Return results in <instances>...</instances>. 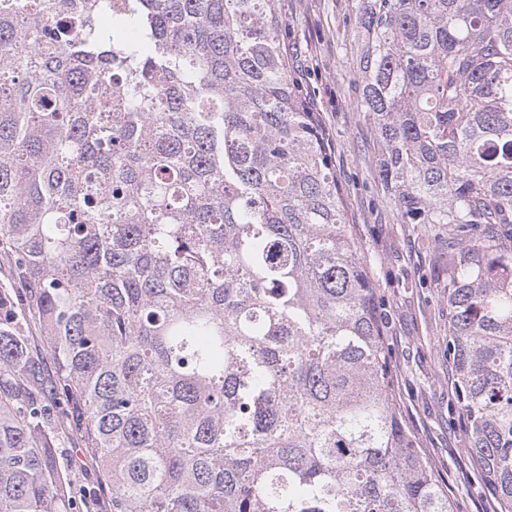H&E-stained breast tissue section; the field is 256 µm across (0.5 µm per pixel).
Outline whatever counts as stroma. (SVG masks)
Listing matches in <instances>:
<instances>
[{
    "label": "stroma",
    "instance_id": "1",
    "mask_svg": "<svg viewBox=\"0 0 512 512\" xmlns=\"http://www.w3.org/2000/svg\"><path fill=\"white\" fill-rule=\"evenodd\" d=\"M357 8L358 0H284L288 53L333 137L346 220L357 229L378 293L404 423L441 476L454 512H487L490 493L466 449L467 420L453 409L448 305L433 282L434 232L402 223L374 176L376 138L356 86ZM50 432L71 497L80 512H98L83 496L98 471L76 466L82 453L72 421L58 416Z\"/></svg>",
    "mask_w": 512,
    "mask_h": 512
}]
</instances>
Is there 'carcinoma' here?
<instances>
[{"mask_svg":"<svg viewBox=\"0 0 512 512\" xmlns=\"http://www.w3.org/2000/svg\"><path fill=\"white\" fill-rule=\"evenodd\" d=\"M103 2L78 31L52 0L0 12V512L70 510L55 393L104 512H453L281 0H114L137 42ZM359 2L375 173L445 232L456 408L512 512V0Z\"/></svg>","mask_w":512,"mask_h":512,"instance_id":"cac0c4a2","label":"carcinoma"}]
</instances>
